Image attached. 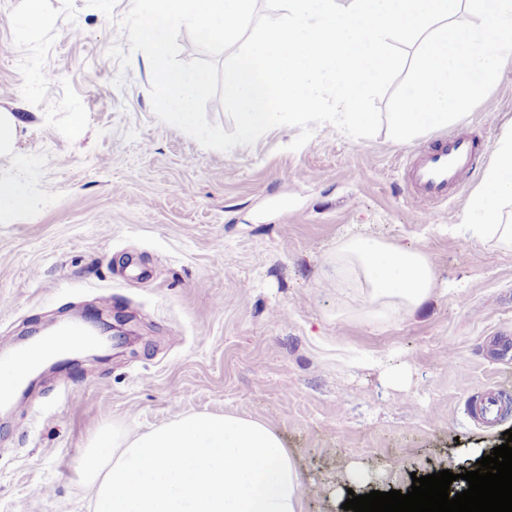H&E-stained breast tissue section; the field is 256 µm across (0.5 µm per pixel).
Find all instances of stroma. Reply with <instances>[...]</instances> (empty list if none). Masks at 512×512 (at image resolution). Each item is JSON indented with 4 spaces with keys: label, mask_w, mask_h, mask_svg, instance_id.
I'll return each mask as SVG.
<instances>
[{
    "label": "stroma",
    "mask_w": 512,
    "mask_h": 512,
    "mask_svg": "<svg viewBox=\"0 0 512 512\" xmlns=\"http://www.w3.org/2000/svg\"><path fill=\"white\" fill-rule=\"evenodd\" d=\"M130 6L43 0L31 28L25 0H0V113L16 119L0 180L28 201L0 221V340L25 345L97 306L131 331L109 360L47 375L0 411V512H93L77 465L101 428L198 412L275 431L309 489L304 512H344L352 489L409 491L413 475L505 443L512 251L461 222L512 123V63L469 115L409 145L325 123L297 151L290 126L218 151L154 115L143 53L124 72L109 57ZM38 68L55 82L35 83ZM455 133L476 142V166L431 212L407 165ZM359 231L428 251L437 293L416 314L372 315L337 278L336 251ZM490 391L500 411L486 424L471 405Z\"/></svg>",
    "instance_id": "obj_1"
}]
</instances>
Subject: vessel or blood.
<instances>
[{"label": "vessel or blood", "mask_w": 512, "mask_h": 512, "mask_svg": "<svg viewBox=\"0 0 512 512\" xmlns=\"http://www.w3.org/2000/svg\"><path fill=\"white\" fill-rule=\"evenodd\" d=\"M474 164L473 144L465 134L449 137L447 144L415 153L408 164L412 193L432 204L446 199L449 190L469 175ZM28 354L0 343V389L16 385L23 377Z\"/></svg>", "instance_id": "1"}]
</instances>
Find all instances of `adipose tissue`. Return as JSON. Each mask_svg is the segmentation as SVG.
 <instances>
[{
  "instance_id": "obj_1",
  "label": "adipose tissue",
  "mask_w": 512,
  "mask_h": 512,
  "mask_svg": "<svg viewBox=\"0 0 512 512\" xmlns=\"http://www.w3.org/2000/svg\"><path fill=\"white\" fill-rule=\"evenodd\" d=\"M512 128L495 144L467 207V232L512 250ZM336 272L361 275L368 309L414 314L433 296L429 254L366 235L348 237ZM94 512H303L306 491L294 459L266 424L206 413L146 433L103 429L78 468Z\"/></svg>"
}]
</instances>
